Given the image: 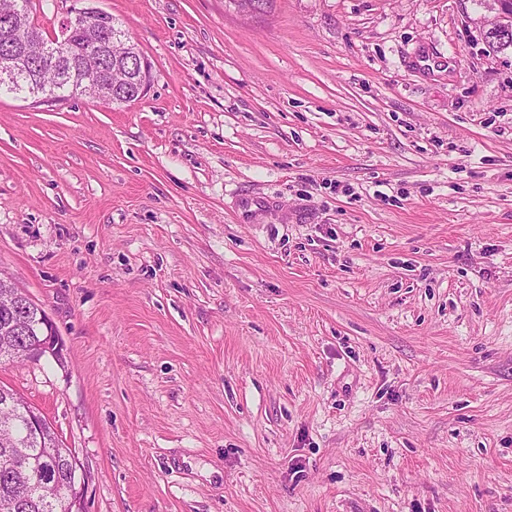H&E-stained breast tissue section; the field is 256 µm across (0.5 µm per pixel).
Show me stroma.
<instances>
[{
  "label": "stroma",
  "mask_w": 512,
  "mask_h": 512,
  "mask_svg": "<svg viewBox=\"0 0 512 512\" xmlns=\"http://www.w3.org/2000/svg\"><path fill=\"white\" fill-rule=\"evenodd\" d=\"M127 105L0 95V363L86 512H512V47L498 0H95ZM33 305L31 309L30 306H26L25 304V309L18 311L23 319L22 324L24 329L20 332L13 333L10 336V342L7 344V346L16 351L13 361L15 359H25L22 356V352L47 336L48 329L44 324V319H42L39 314L40 310L45 311L38 305V308L35 307V303Z\"/></svg>",
  "instance_id": "1"
}]
</instances>
